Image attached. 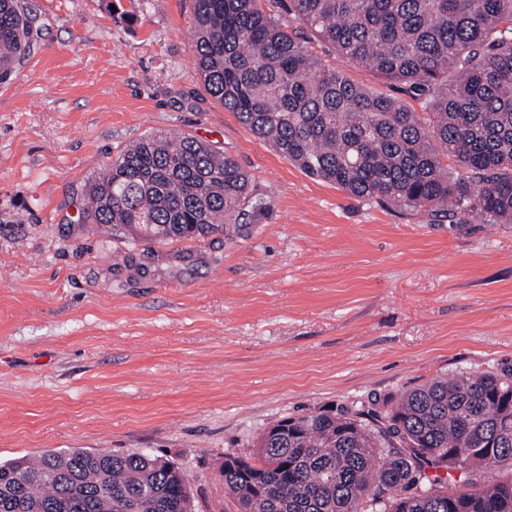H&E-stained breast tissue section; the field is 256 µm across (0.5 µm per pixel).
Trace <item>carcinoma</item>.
I'll return each instance as SVG.
<instances>
[{
    "label": "carcinoma",
    "instance_id": "cac0c4a2",
    "mask_svg": "<svg viewBox=\"0 0 512 512\" xmlns=\"http://www.w3.org/2000/svg\"><path fill=\"white\" fill-rule=\"evenodd\" d=\"M285 15L331 45L336 65ZM193 21L210 95L306 174L359 199L512 224V0H193ZM36 34L21 0H0V80ZM350 65L401 85L422 111L354 84ZM85 197L90 223L145 224L173 241L239 223L253 189L232 156L149 134ZM220 475L239 512H512V372H462L367 411L283 418L251 455L224 456ZM0 512L193 510L169 459L75 448L1 463Z\"/></svg>",
    "mask_w": 512,
    "mask_h": 512
}]
</instances>
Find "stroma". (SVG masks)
Wrapping results in <instances>:
<instances>
[{
    "label": "stroma",
    "mask_w": 512,
    "mask_h": 512,
    "mask_svg": "<svg viewBox=\"0 0 512 512\" xmlns=\"http://www.w3.org/2000/svg\"><path fill=\"white\" fill-rule=\"evenodd\" d=\"M0 81V462L84 448L164 456L195 512H238L225 455L274 423L512 369V224L355 198L206 90L192 0H27ZM192 136L263 204L199 240L96 231L90 179L130 142Z\"/></svg>",
    "instance_id": "1"
}]
</instances>
